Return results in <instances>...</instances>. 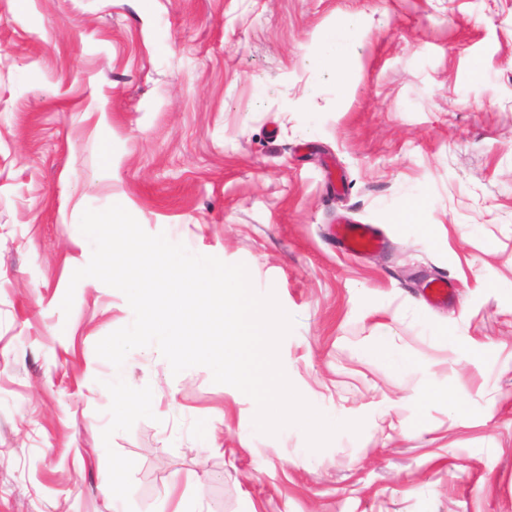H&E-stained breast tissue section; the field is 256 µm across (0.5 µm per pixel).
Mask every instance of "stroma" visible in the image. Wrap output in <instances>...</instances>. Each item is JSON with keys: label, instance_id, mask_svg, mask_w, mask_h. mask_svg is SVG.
<instances>
[{"label": "stroma", "instance_id": "1", "mask_svg": "<svg viewBox=\"0 0 512 512\" xmlns=\"http://www.w3.org/2000/svg\"><path fill=\"white\" fill-rule=\"evenodd\" d=\"M351 16L338 76L320 42ZM114 204L245 264L294 320L290 382L361 434L257 433L151 345L123 379L154 416L103 441L96 345L133 311L71 277ZM347 220L381 247L344 252ZM173 486L189 512H512V0H0V512H159Z\"/></svg>", "mask_w": 512, "mask_h": 512}]
</instances>
